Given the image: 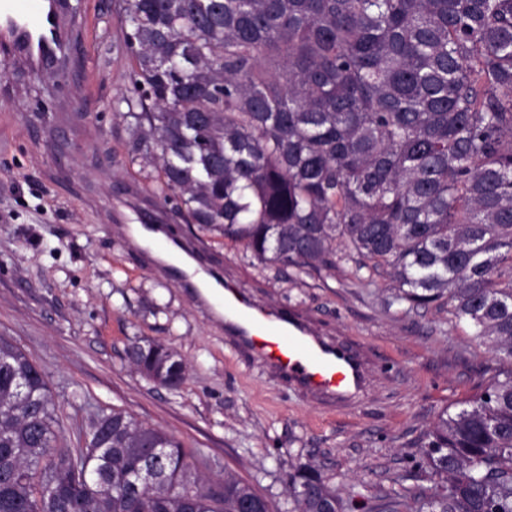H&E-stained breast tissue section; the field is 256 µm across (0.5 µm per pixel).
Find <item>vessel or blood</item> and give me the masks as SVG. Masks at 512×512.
<instances>
[{"instance_id":"vessel-or-blood-1","label":"vessel or blood","mask_w":512,"mask_h":512,"mask_svg":"<svg viewBox=\"0 0 512 512\" xmlns=\"http://www.w3.org/2000/svg\"><path fill=\"white\" fill-rule=\"evenodd\" d=\"M65 14V0H0V52L28 71L51 73L60 44L82 36ZM110 212L125 240L140 239L146 251L157 253L158 266L223 324L235 351L325 413L343 414L367 399L378 374L368 347L322 335L310 318L225 286L221 274L201 262L202 243L183 247L135 187L114 196Z\"/></svg>"}]
</instances>
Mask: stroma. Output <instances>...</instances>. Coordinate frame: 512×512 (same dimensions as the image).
<instances>
[{"instance_id": "stroma-1", "label": "stroma", "mask_w": 512, "mask_h": 512, "mask_svg": "<svg viewBox=\"0 0 512 512\" xmlns=\"http://www.w3.org/2000/svg\"><path fill=\"white\" fill-rule=\"evenodd\" d=\"M123 0H83L84 39L64 79L0 70V336L46 374L63 425L97 409L124 410L232 471L281 512L286 482L311 464L357 512L391 490L433 487L421 462L442 411L456 412L488 383L495 358L447 305L389 304V282L360 274L336 249L314 272L258 261L219 233H199L205 262L255 300L311 318L327 336L368 346L382 368L368 398L329 416L270 381L224 341L223 330L149 258L124 244L110 200L137 185L158 208L150 169L131 158L132 121L118 116L130 87ZM94 80L83 92L85 77ZM150 338L188 368L176 390L135 371L127 345Z\"/></svg>"}]
</instances>
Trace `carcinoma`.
I'll return each mask as SVG.
<instances>
[{
  "label": "carcinoma",
  "instance_id": "obj_1",
  "mask_svg": "<svg viewBox=\"0 0 512 512\" xmlns=\"http://www.w3.org/2000/svg\"><path fill=\"white\" fill-rule=\"evenodd\" d=\"M123 36L116 109L176 217L282 267H331L340 243L385 272L390 303L444 300L495 355L481 395L428 431L445 488L385 512H512V0H126ZM126 355L158 386L187 378L161 342ZM62 441L46 375L0 336V512H271L124 411ZM287 495L285 512H345L313 467Z\"/></svg>",
  "mask_w": 512,
  "mask_h": 512
}]
</instances>
